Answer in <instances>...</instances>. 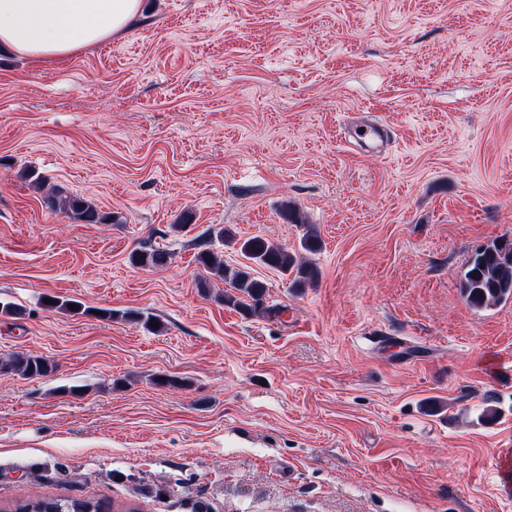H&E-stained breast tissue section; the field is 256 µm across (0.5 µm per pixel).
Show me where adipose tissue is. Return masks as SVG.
Wrapping results in <instances>:
<instances>
[{
    "label": "adipose tissue",
    "instance_id": "obj_1",
    "mask_svg": "<svg viewBox=\"0 0 512 512\" xmlns=\"http://www.w3.org/2000/svg\"><path fill=\"white\" fill-rule=\"evenodd\" d=\"M141 0H0V46L57 59L117 38L140 20Z\"/></svg>",
    "mask_w": 512,
    "mask_h": 512
}]
</instances>
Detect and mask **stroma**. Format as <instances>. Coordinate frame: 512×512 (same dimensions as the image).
Returning <instances> with one entry per match:
<instances>
[{
  "label": "stroma",
  "instance_id": "1",
  "mask_svg": "<svg viewBox=\"0 0 512 512\" xmlns=\"http://www.w3.org/2000/svg\"><path fill=\"white\" fill-rule=\"evenodd\" d=\"M355 121L391 147L345 142ZM49 190L118 221L52 213ZM306 223L314 286L255 265L267 314L218 301L211 226L239 268L238 240L295 249ZM511 240L512 0H142L65 58L0 48V299L22 308L0 358L53 367L0 372V512H512V299L460 293ZM150 245L171 265L131 264ZM0 369L23 378H40L48 376L53 367L42 356L15 354L6 361L1 360ZM106 501H89L72 498L38 499L17 506L15 512H109Z\"/></svg>",
  "mask_w": 512,
  "mask_h": 512
}]
</instances>
